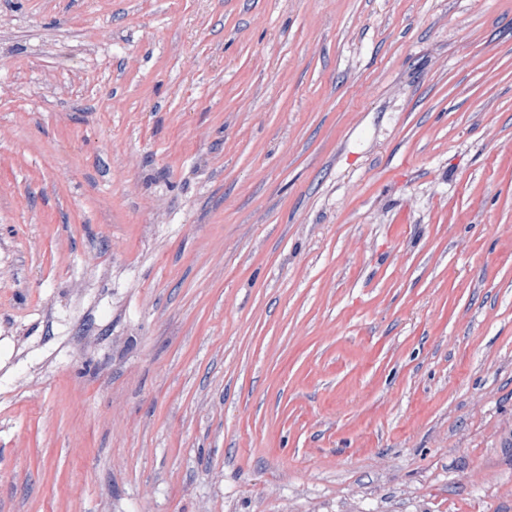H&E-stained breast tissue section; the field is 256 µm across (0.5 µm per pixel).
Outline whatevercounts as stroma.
Returning <instances> with one entry per match:
<instances>
[{"label": "stroma", "mask_w": 512, "mask_h": 512, "mask_svg": "<svg viewBox=\"0 0 512 512\" xmlns=\"http://www.w3.org/2000/svg\"><path fill=\"white\" fill-rule=\"evenodd\" d=\"M0 14V512H512V0Z\"/></svg>", "instance_id": "35a3bbf8"}]
</instances>
